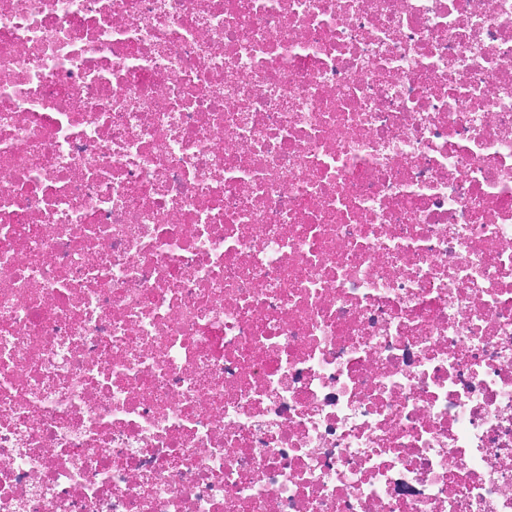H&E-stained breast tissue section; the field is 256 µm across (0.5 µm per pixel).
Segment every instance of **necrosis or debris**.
<instances>
[{"mask_svg": "<svg viewBox=\"0 0 512 512\" xmlns=\"http://www.w3.org/2000/svg\"><path fill=\"white\" fill-rule=\"evenodd\" d=\"M0 512H512V0H0Z\"/></svg>", "mask_w": 512, "mask_h": 512, "instance_id": "1", "label": "necrosis or debris"}]
</instances>
